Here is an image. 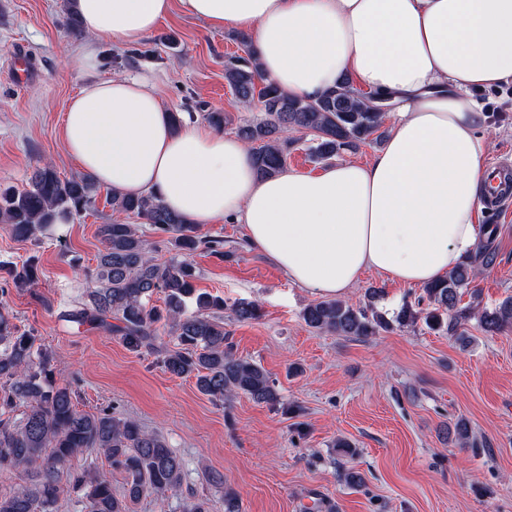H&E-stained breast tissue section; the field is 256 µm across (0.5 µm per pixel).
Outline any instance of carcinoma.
I'll use <instances>...</instances> for the list:
<instances>
[{"label": "carcinoma", "mask_w": 512, "mask_h": 512, "mask_svg": "<svg viewBox=\"0 0 512 512\" xmlns=\"http://www.w3.org/2000/svg\"><path fill=\"white\" fill-rule=\"evenodd\" d=\"M234 39L243 54L224 61V79L238 103H258L264 118L245 121L237 136L250 144L257 172L273 177L285 167L288 141L283 135H312L309 153L324 161L344 150L384 138V114L373 110L376 96L345 79L334 90L315 99L290 96L267 81L258 70L248 35ZM98 187L88 177L62 178L48 163L36 166L23 189L0 188V223L18 239H29L48 226L79 214L95 201ZM114 209L132 215L154 231L170 236L168 243L180 255L160 262L153 248L133 224L111 223L100 227L104 249L94 269L87 272L92 288L87 301L75 304L65 317L78 325H91L117 336L134 351L160 357L164 370L176 377H192L200 392L220 401L240 394L257 404L277 406L282 397L268 373L255 361L238 355L219 312L224 301L195 288L196 269L188 255L200 247L224 255V239L202 238L196 225L169 210L154 194L119 198ZM491 243L458 264L445 278L422 286L432 308L426 313L429 329L467 343L468 321L477 319L486 333L512 326V296L492 308L459 307L461 298L479 270L492 265ZM14 283L34 281L31 261L11 266ZM164 295V307L150 305ZM193 300L196 310H187ZM256 302L233 308L238 321L260 316ZM304 323L319 331L366 338L391 328V321L376 311L345 302H313L302 312ZM169 326L174 344L158 342L159 326ZM25 407L22 416L10 413ZM103 455L111 467L124 473L123 496L112 492V483L92 468L67 467L79 453ZM22 468L28 482L0 495V512H55L66 495H76L84 512H128V503L144 496L176 492L183 483V464L158 434L136 421L110 413L77 409L71 385L55 374L47 352L36 346L30 331L20 330L9 311L0 306V470ZM184 512H210V500L189 493Z\"/></svg>", "instance_id": "carcinoma-1"}]
</instances>
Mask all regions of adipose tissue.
I'll return each instance as SVG.
<instances>
[{
  "mask_svg": "<svg viewBox=\"0 0 512 512\" xmlns=\"http://www.w3.org/2000/svg\"><path fill=\"white\" fill-rule=\"evenodd\" d=\"M89 36L133 45L172 9L247 33L267 80L315 98L343 77L397 103L367 164L259 177L252 153L206 125L173 126L155 79H94L69 101V157L122 195L155 194L195 224H242L294 284L343 296L373 272L405 286L473 254L488 185L478 93L512 83V0H74Z\"/></svg>",
  "mask_w": 512,
  "mask_h": 512,
  "instance_id": "adipose-tissue-1",
  "label": "adipose tissue"
}]
</instances>
